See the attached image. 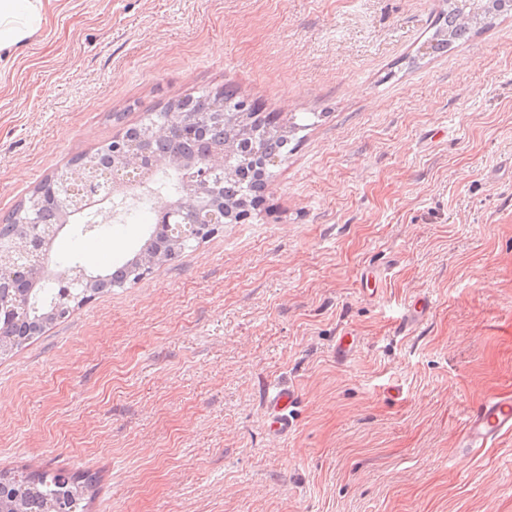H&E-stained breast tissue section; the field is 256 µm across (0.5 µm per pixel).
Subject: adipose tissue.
Wrapping results in <instances>:
<instances>
[{
    "mask_svg": "<svg viewBox=\"0 0 512 512\" xmlns=\"http://www.w3.org/2000/svg\"><path fill=\"white\" fill-rule=\"evenodd\" d=\"M54 0H0V72L38 37Z\"/></svg>",
    "mask_w": 512,
    "mask_h": 512,
    "instance_id": "ef3b65f1",
    "label": "adipose tissue"
}]
</instances>
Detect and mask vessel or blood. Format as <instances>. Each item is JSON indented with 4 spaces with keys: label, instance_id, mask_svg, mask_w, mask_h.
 Returning <instances> with one entry per match:
<instances>
[{
    "label": "vessel or blood",
    "instance_id": "vessel-or-blood-1",
    "mask_svg": "<svg viewBox=\"0 0 512 512\" xmlns=\"http://www.w3.org/2000/svg\"><path fill=\"white\" fill-rule=\"evenodd\" d=\"M431 308L432 303L428 297L412 300L399 321L400 329L405 331L424 321ZM270 400L273 406L271 426L276 433H286L290 422L288 411L295 404V394L288 386L278 384L273 387ZM511 434L512 396L485 399L466 418L458 442L459 455L465 458L473 451L495 447L503 437Z\"/></svg>",
    "mask_w": 512,
    "mask_h": 512
}]
</instances>
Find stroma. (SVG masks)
<instances>
[{
	"mask_svg": "<svg viewBox=\"0 0 512 512\" xmlns=\"http://www.w3.org/2000/svg\"><path fill=\"white\" fill-rule=\"evenodd\" d=\"M447 7L56 0L0 74V217L203 88L317 120L250 218L0 356V469L92 478L87 512H512V437L456 448L512 392V15L429 55ZM166 201L52 254L125 261ZM419 295L428 318L399 333ZM276 384L297 395L284 435Z\"/></svg>",
	"mask_w": 512,
	"mask_h": 512,
	"instance_id": "1",
	"label": "stroma"
}]
</instances>
